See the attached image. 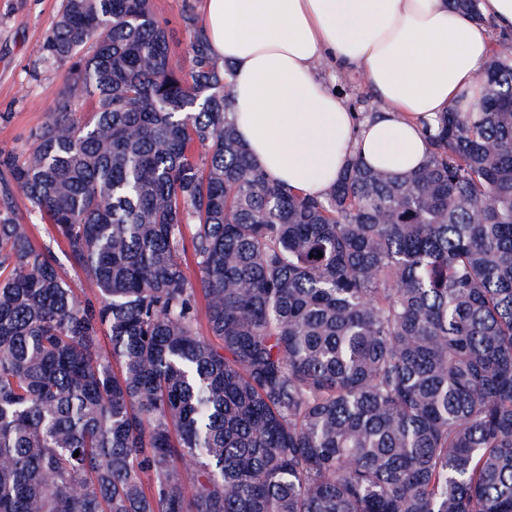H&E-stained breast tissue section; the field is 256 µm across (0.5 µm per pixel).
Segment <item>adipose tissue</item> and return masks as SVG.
I'll return each instance as SVG.
<instances>
[{
	"label": "adipose tissue",
	"instance_id": "adipose-tissue-1",
	"mask_svg": "<svg viewBox=\"0 0 512 512\" xmlns=\"http://www.w3.org/2000/svg\"><path fill=\"white\" fill-rule=\"evenodd\" d=\"M203 30L231 72L230 110L252 160L282 184L326 194L352 158L422 167L425 126L476 102L492 30L512 32V0L481 20L448 0H203ZM363 76L382 112L358 119L318 65Z\"/></svg>",
	"mask_w": 512,
	"mask_h": 512
}]
</instances>
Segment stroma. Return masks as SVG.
Wrapping results in <instances>:
<instances>
[{"mask_svg": "<svg viewBox=\"0 0 512 512\" xmlns=\"http://www.w3.org/2000/svg\"><path fill=\"white\" fill-rule=\"evenodd\" d=\"M202 0H153L158 19L172 40L173 60L188 68L189 35L181 19L184 3ZM60 0H0V157L23 160L31 130L45 123L67 83L70 62L42 53Z\"/></svg>", "mask_w": 512, "mask_h": 512, "instance_id": "1", "label": "stroma"}]
</instances>
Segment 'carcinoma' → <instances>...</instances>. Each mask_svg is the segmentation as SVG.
Listing matches in <instances>:
<instances>
[{
    "label": "carcinoma",
    "instance_id": "cac0c4a2",
    "mask_svg": "<svg viewBox=\"0 0 512 512\" xmlns=\"http://www.w3.org/2000/svg\"><path fill=\"white\" fill-rule=\"evenodd\" d=\"M182 21L187 74L152 0H61L65 91L0 161V512H512V55L421 169L319 197Z\"/></svg>",
    "mask_w": 512,
    "mask_h": 512
}]
</instances>
